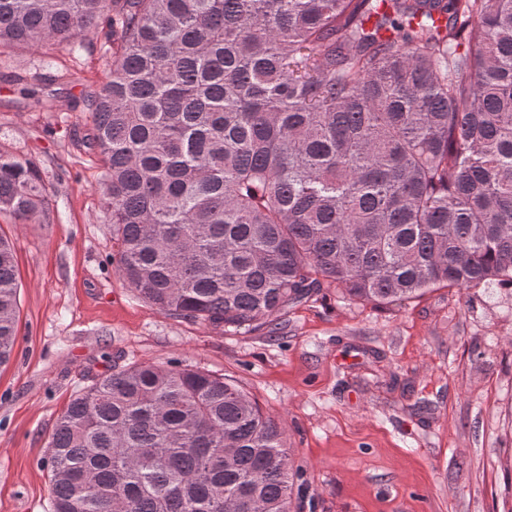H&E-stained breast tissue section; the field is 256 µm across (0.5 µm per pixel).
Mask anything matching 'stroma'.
Returning a JSON list of instances; mask_svg holds the SVG:
<instances>
[{"instance_id":"35a3bbf8","label":"stroma","mask_w":512,"mask_h":512,"mask_svg":"<svg viewBox=\"0 0 512 512\" xmlns=\"http://www.w3.org/2000/svg\"><path fill=\"white\" fill-rule=\"evenodd\" d=\"M0 56V150L41 168L43 223L0 214L13 242L18 342L0 367V512H54L42 460L87 376L115 364H193L236 380L284 427L299 512H512V288H441L391 309L328 289L276 334L241 336L137 299L112 261L100 171L76 139L98 88L103 40ZM55 65L46 68L45 57ZM73 81L51 111L28 105L53 71Z\"/></svg>"}]
</instances>
